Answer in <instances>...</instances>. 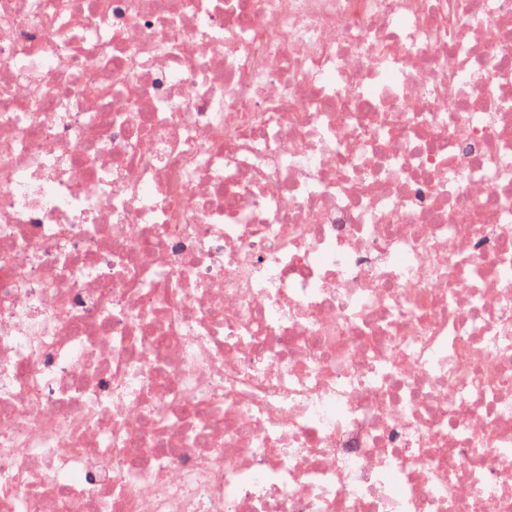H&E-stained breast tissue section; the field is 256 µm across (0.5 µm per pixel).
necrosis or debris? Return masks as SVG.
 Wrapping results in <instances>:
<instances>
[{"instance_id": "necrosis-or-debris-1", "label": "necrosis or debris", "mask_w": 512, "mask_h": 512, "mask_svg": "<svg viewBox=\"0 0 512 512\" xmlns=\"http://www.w3.org/2000/svg\"><path fill=\"white\" fill-rule=\"evenodd\" d=\"M0 512H512V0H0Z\"/></svg>"}]
</instances>
